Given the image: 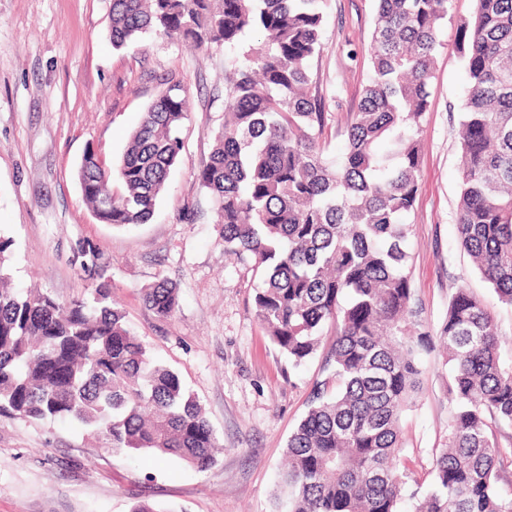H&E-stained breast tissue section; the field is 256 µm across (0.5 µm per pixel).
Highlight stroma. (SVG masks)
<instances>
[{"label": "stroma", "instance_id": "35a3bbf8", "mask_svg": "<svg viewBox=\"0 0 512 512\" xmlns=\"http://www.w3.org/2000/svg\"><path fill=\"white\" fill-rule=\"evenodd\" d=\"M112 0H0V235L12 285L57 301L89 299L93 285L74 253L95 245L130 332L196 396L224 451L200 472L148 451H108L103 436L75 421L0 415V512H286L282 483L289 437L323 379L326 351L293 367L258 322L255 274L224 254L221 225L196 174L224 121L223 48L198 51L148 34L116 50ZM474 0H450L440 35L429 106L421 123L419 191L413 226L412 307L438 334L456 288L484 297L457 233L459 108L466 75L457 52L459 20ZM374 0H327L322 45L312 62L311 94L326 101L329 156L347 147L346 115L371 75ZM189 92L184 148L152 219L120 228L99 223L77 177L87 151L105 164L121 157L130 133L164 81ZM179 293L169 319L142 293L159 279ZM423 392L403 420L408 455L426 477L433 449L447 440L448 378L439 353L424 358Z\"/></svg>", "mask_w": 512, "mask_h": 512}]
</instances>
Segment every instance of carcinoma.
Masks as SVG:
<instances>
[{"label": "carcinoma", "mask_w": 512, "mask_h": 512, "mask_svg": "<svg viewBox=\"0 0 512 512\" xmlns=\"http://www.w3.org/2000/svg\"><path fill=\"white\" fill-rule=\"evenodd\" d=\"M376 2L372 78L338 159L326 154L324 100L309 91L326 0H112L110 39L116 50L147 33L224 47V123L198 186L223 225L224 253L260 275L255 315L288 361L313 358L334 332L326 376L288 439V512H400L407 495L414 512H512V363L493 315L495 303L512 307V0H475L457 27L468 76L458 238L494 301L457 289L437 336L413 319L406 215L449 0ZM188 112L187 88L172 80L116 166L86 152L78 179L99 222L150 220ZM10 246L0 237V413L73 419L116 452L209 469L215 431L178 374L126 328L98 248L83 243L75 256L97 281L92 302L65 306L10 286ZM142 299L162 319L179 306L164 278ZM438 347L448 438L424 489L404 455L402 416L422 392V357Z\"/></svg>", "instance_id": "carcinoma-1"}]
</instances>
